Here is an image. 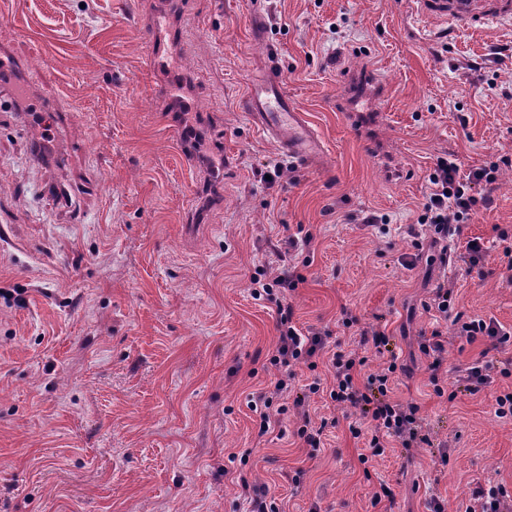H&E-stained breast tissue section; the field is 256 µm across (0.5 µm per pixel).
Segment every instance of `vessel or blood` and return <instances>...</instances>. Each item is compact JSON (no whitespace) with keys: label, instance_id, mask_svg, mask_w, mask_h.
<instances>
[{"label":"vessel or blood","instance_id":"b4317fda","mask_svg":"<svg viewBox=\"0 0 512 512\" xmlns=\"http://www.w3.org/2000/svg\"><path fill=\"white\" fill-rule=\"evenodd\" d=\"M415 5L421 13H436L467 27L482 20L512 19V0H415ZM240 108L284 158L309 166L319 162L321 141L284 91L276 64H268L263 77L249 87Z\"/></svg>","mask_w":512,"mask_h":512}]
</instances>
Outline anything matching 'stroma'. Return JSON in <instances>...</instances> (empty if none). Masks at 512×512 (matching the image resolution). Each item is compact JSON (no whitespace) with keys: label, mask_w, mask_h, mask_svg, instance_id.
<instances>
[{"label":"stroma","mask_w":512,"mask_h":512,"mask_svg":"<svg viewBox=\"0 0 512 512\" xmlns=\"http://www.w3.org/2000/svg\"><path fill=\"white\" fill-rule=\"evenodd\" d=\"M252 2L20 0L0 16V46L59 103L43 126L53 155L36 165L31 124L0 95V512H247L242 472L285 512H427L433 496L463 512L474 482L512 490V420L482 394L437 398L416 344L434 277L454 281L458 311L512 328L503 250L483 277L400 262L437 157L467 165L512 149V60L490 54L512 44V24L464 29L409 0H265L283 87L326 153L269 184L281 155L239 108L267 64ZM198 137L207 150L185 167ZM484 192L493 205L467 236L512 235V166ZM362 211L387 215L388 232L353 223ZM307 235L294 257L300 323L347 345L342 309L381 320L412 368L392 396L415 400L434 442L451 444L444 469L428 448L363 467L322 393L313 419L339 423L320 451L289 414L259 435L248 401L278 375L276 306L251 279ZM382 482L389 510L371 505Z\"/></svg>","instance_id":"1"}]
</instances>
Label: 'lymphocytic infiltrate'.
<instances>
[{"mask_svg":"<svg viewBox=\"0 0 512 512\" xmlns=\"http://www.w3.org/2000/svg\"><path fill=\"white\" fill-rule=\"evenodd\" d=\"M512 165V154H504L497 161H477L468 169L448 158H438L430 169L427 180L430 191L422 205L416 223L408 225L407 234L414 248L423 245L434 247L428 255L430 263L448 265L463 262L468 267H478L490 252L480 237H465L464 231L480 212L491 208L490 196L476 195L479 186L497 182L502 168ZM464 242L463 251L452 250L455 242ZM297 240H289L288 248L279 252L284 267L279 275L264 281L253 277L254 297H266L276 305L279 336L270 362L279 375L268 390L253 397L250 408L258 412L261 433L275 431L284 415L294 417V436L312 450H320L327 429L335 427L336 419L313 422L308 409L309 396L326 392L338 407L355 410L357 417L348 429L353 438L361 440L363 447L358 455L361 464L384 455L391 444H399L406 454L433 445L430 432L425 429L420 407L411 400L393 399L391 385L397 375L406 373L405 365L390 358V337L379 326L359 325L352 315H344L343 328H356L357 338L352 348L330 345L332 332L327 328L298 326L295 308L288 296L295 292L305 278L289 267L291 249ZM422 309L431 318V330L422 335L419 350L427 360L429 382L437 397L454 401L458 391L469 394L486 393L495 401L494 414L500 419L512 418V391L498 389L496 382L512 377V356L506 350L512 346V329H506L494 318L467 317L455 309V288L445 280L432 288L421 302ZM472 343L484 341L485 349L479 358L464 369L457 378V390L448 387V374L443 368L448 346L454 339ZM377 359L375 371H368L370 359ZM307 364L309 369L324 368L325 380L308 384L306 393L297 395L292 404L283 399L293 377L292 367Z\"/></svg>","mask_w":512,"mask_h":512,"instance_id":"f902f5d3","label":"lymphocytic infiltrate"}]
</instances>
